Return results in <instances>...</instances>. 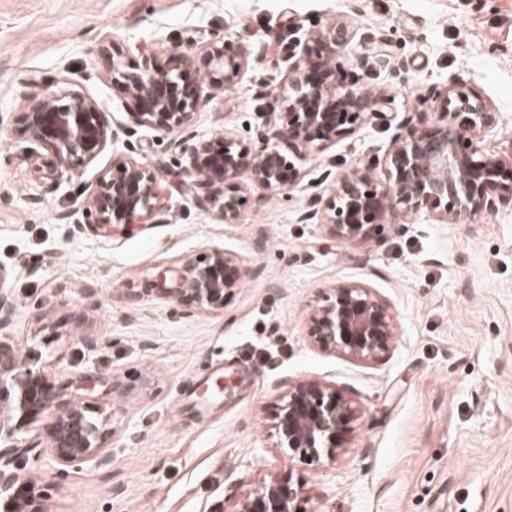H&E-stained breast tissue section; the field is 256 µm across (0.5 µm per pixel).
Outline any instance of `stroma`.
<instances>
[{
    "instance_id": "1",
    "label": "stroma",
    "mask_w": 512,
    "mask_h": 512,
    "mask_svg": "<svg viewBox=\"0 0 512 512\" xmlns=\"http://www.w3.org/2000/svg\"><path fill=\"white\" fill-rule=\"evenodd\" d=\"M343 26L328 58L314 35ZM247 61L238 83L203 95L192 124L135 126L104 52L125 67L149 48L159 68L203 66L209 44ZM330 62L337 83L387 100L353 134L295 159L292 186L237 183L234 223L194 199L186 147L218 135L257 141L298 59ZM478 93L496 121L478 152L512 154V0H0V285L15 300L7 344L61 401L104 419L101 462L59 472L52 414L19 434L18 471L43 512H214L260 482L290 478L297 512H512V206L461 223L398 215L343 239L304 220L359 168L388 186L399 125L432 126L435 93ZM67 90L96 101L118 138L79 173L57 177L18 115ZM148 164L168 206L158 222L109 238L68 234L113 162ZM246 270L220 310L185 315L155 275L210 246ZM371 288L397 315L377 358L318 348L309 329L340 284ZM313 381L355 407L335 460L289 457L272 412Z\"/></svg>"
}]
</instances>
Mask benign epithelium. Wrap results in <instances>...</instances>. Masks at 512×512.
<instances>
[{"label": "benign epithelium", "instance_id": "benign-epithelium-1", "mask_svg": "<svg viewBox=\"0 0 512 512\" xmlns=\"http://www.w3.org/2000/svg\"><path fill=\"white\" fill-rule=\"evenodd\" d=\"M205 72L187 61L179 72L162 70L143 56L142 64L124 71L110 63L112 81L134 102L130 120L160 132H174L191 124L197 102L207 88L222 89L241 77L245 57L228 42H216L205 53ZM326 70L315 79L296 64L289 77L281 111L268 114L259 144L249 145L217 136L194 146L188 176L198 197L217 209L224 222L235 220L240 197L236 179L249 171L255 186L285 191L291 185L292 163L279 150L288 141L295 153L325 148L353 133L352 125L373 103L353 85L336 87ZM438 118L431 128L399 134L387 154L389 185L378 191L359 169L340 178L339 191L308 211L307 220H325L335 235L354 238L365 226L381 224L390 214L426 212L440 223L462 216L492 213L512 202V183L500 181L505 162L496 154H480L474 141L495 122L486 102L473 92L447 87ZM19 122L30 141L52 150L50 169L70 174L96 158L117 137L97 104L72 91L20 113ZM154 172L135 161H119L99 178L86 202L84 220L75 228L110 237L139 221L164 213ZM161 274L159 292L186 314L224 307V297L240 287L244 270L236 257L211 247L195 258ZM15 309L9 291L0 286V334L9 330ZM396 316L390 303L371 289L341 284L328 292L309 336L326 351H340L357 359H374L389 348ZM56 397L54 384L29 359L0 344V512H43L35 486L15 467V459L34 449L20 445L15 433L48 411ZM351 402L336 390L312 381L288 388L274 414L277 444L290 457L331 460L341 435L354 416ZM102 423L88 407L72 404L54 418L49 447L59 470L95 461L100 453ZM298 491L284 478L259 483L235 500L230 512H295Z\"/></svg>", "mask_w": 512, "mask_h": 512}]
</instances>
